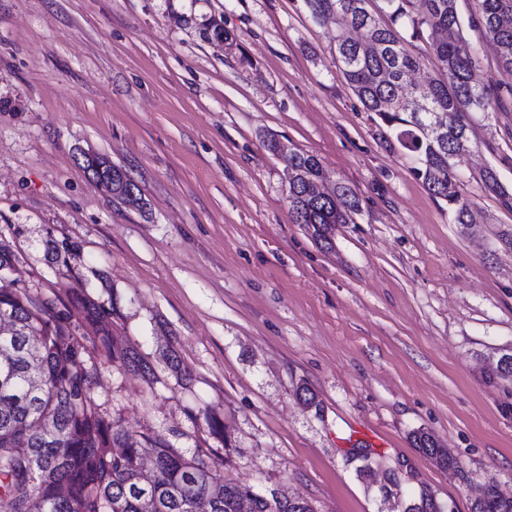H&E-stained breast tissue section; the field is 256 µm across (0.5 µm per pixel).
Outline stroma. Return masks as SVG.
Wrapping results in <instances>:
<instances>
[{
  "label": "stroma",
  "mask_w": 512,
  "mask_h": 512,
  "mask_svg": "<svg viewBox=\"0 0 512 512\" xmlns=\"http://www.w3.org/2000/svg\"><path fill=\"white\" fill-rule=\"evenodd\" d=\"M214 19L230 42L207 39ZM335 39L304 0H0V245L19 288L61 310L88 295L152 365L149 383L88 345L93 395L133 435L314 512H398L382 473L358 477L362 454L402 497L470 512L486 486L512 494V382L492 376L512 349V210L480 180L490 167L512 189V100L472 124L461 234L345 82ZM459 44L477 80L512 86L481 31ZM273 137L359 195L332 250L293 223ZM86 153L131 171L145 208L91 182ZM49 238L78 251L52 261ZM419 428L456 469L413 446Z\"/></svg>",
  "instance_id": "35a3bbf8"
}]
</instances>
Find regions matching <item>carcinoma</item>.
I'll use <instances>...</instances> for the list:
<instances>
[{
	"label": "carcinoma",
	"instance_id": "cac0c4a2",
	"mask_svg": "<svg viewBox=\"0 0 512 512\" xmlns=\"http://www.w3.org/2000/svg\"><path fill=\"white\" fill-rule=\"evenodd\" d=\"M370 0H305L314 19L334 16L360 30L364 39L336 35L339 70L367 112L386 127V136L414 158L415 177L435 197L448 202L461 229L473 223L471 202L456 190L451 160L467 150L473 115L492 118L493 83L473 79L478 55L461 50L451 34L463 20L456 0H385L374 13ZM468 26L482 30L503 68L512 71V0H474ZM430 44L438 61L435 74L414 84L421 62L410 50L416 41ZM288 200L297 224L312 228L322 249L333 248L330 231L354 223L361 212L357 192L338 182L316 192L323 173L319 159L288 153ZM484 187L512 206V192L492 168L481 176ZM99 187L119 203L142 209V189L130 173L112 165V183ZM78 314L106 343L109 332L99 307L76 301ZM0 316L16 326L0 338V512H314L303 497L276 499L254 486L224 479L202 454L190 457L159 435L133 439L92 396L94 376L87 365L88 337L72 325L73 313L56 310L19 288H0ZM145 378L155 377L147 361L127 350L112 359ZM413 445L443 469L456 459L419 428ZM152 453L153 481L143 480L142 452ZM405 512H443V504L423 490L405 500ZM471 512H512V496L484 489Z\"/></svg>",
	"mask_w": 512,
	"mask_h": 512
}]
</instances>
